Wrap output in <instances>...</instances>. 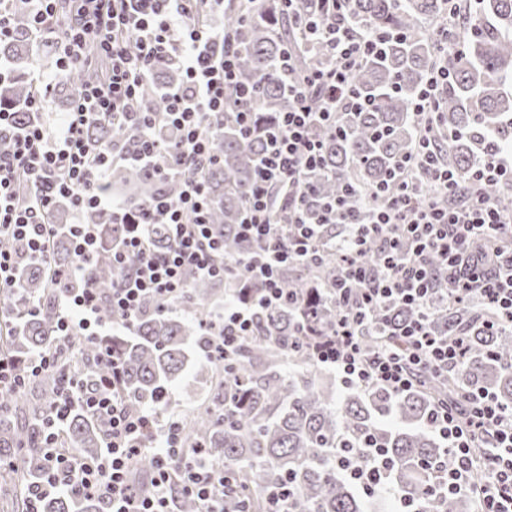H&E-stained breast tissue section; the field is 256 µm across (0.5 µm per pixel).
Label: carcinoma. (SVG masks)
Wrapping results in <instances>:
<instances>
[{
    "label": "carcinoma",
    "instance_id": "obj_1",
    "mask_svg": "<svg viewBox=\"0 0 512 512\" xmlns=\"http://www.w3.org/2000/svg\"><path fill=\"white\" fill-rule=\"evenodd\" d=\"M451 0H347L346 14L354 27L366 34L385 36L383 50L357 67L351 75L354 91L370 108L342 112L336 125H317L313 132L323 145L321 167L306 174L307 215H320L322 200L344 195L353 186L366 193L361 205L384 208L390 196L378 186L390 181L403 162L414 154L421 124L412 109L439 59L447 58L448 84L438 100L434 123L443 133L462 136L436 140L441 160L459 177L466 178L475 161L500 146L512 147V0H478L476 26L468 25L445 37L424 22L451 11ZM285 0H244L224 3V35L232 44L242 81L254 85V98L244 108L258 123L245 133L231 107L208 127L217 163L199 172L208 186L210 222L224 238V251L215 263L234 260L252 250L236 232L242 222L245 200L255 176L256 160L268 147L279 113L293 100L279 65L291 40ZM30 17L17 6L13 34L0 42V64L10 78L0 84V105L13 108L26 121V100L33 84L23 71L30 46ZM302 69H324L331 54L323 42H309L297 52ZM96 73L76 65L57 82L55 91L70 101L94 80ZM158 84L177 85L182 71L175 65L159 67ZM94 146L122 140V131L106 120L87 128ZM108 186L130 189L128 203L143 206L164 193L175 200L176 178L160 181L148 172L121 163L112 165ZM68 208H54L58 225L51 255L53 269L65 271L73 262L70 240L63 232ZM99 230L98 248L89 278L49 277L46 268L31 261L21 242L4 233L0 249L12 252L20 268L24 297L0 293L4 302L5 337L0 355L27 370L36 355L52 350L56 367L28 377L19 388H0V460L15 466L0 472V488L11 503L20 505L29 486L44 471L40 426L62 393L67 375H88L98 383L112 378V366L100 361L107 352L123 368V391L134 412L162 415L159 401L186 371L190 356L213 347L219 327H205L212 308L225 298L247 301L264 285L240 269L227 278L202 279L185 272L187 294L172 306L147 304L128 326L112 313L110 296L120 272L112 267V246L124 228L112 215L88 214ZM339 224L321 227L319 257L302 265L284 267L281 287L296 303L273 310L255 311V335L241 343L233 362L207 359L199 374L210 384L212 397L184 420L180 428L183 455L177 464L188 466L198 458L223 465L234 478L224 497V512H274L275 489L288 488V512H365L362 489L343 478L336 466L341 448L361 455L369 443L384 452L392 465L390 481L406 502L424 512H472L463 495H438L432 486L448 471L453 457L434 434L429 412L438 404L455 406L461 396L492 390L498 401L512 404V330L496 322V315L473 297L461 304L451 301L436 257L428 265L437 275L436 287L423 308L383 303L372 315L381 333L361 337L365 352H376L400 341V327L425 313L439 337L461 336L467 345L464 363L448 377L426 370L418 374L411 390L395 395L383 388L352 391L343 396L320 383L319 364L311 349L313 337L336 323V275L340 272L336 237ZM92 286L99 295V316L112 325L105 336H60L58 292H78ZM104 444V432L79 408L63 427L58 446L93 459ZM41 512H102L103 502L89 497L51 494L39 503ZM176 512H200L194 497L175 493Z\"/></svg>",
    "mask_w": 512,
    "mask_h": 512
}]
</instances>
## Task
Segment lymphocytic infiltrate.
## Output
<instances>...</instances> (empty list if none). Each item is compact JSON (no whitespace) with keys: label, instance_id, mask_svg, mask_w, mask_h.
<instances>
[{"label":"lymphocytic infiltrate","instance_id":"obj_1","mask_svg":"<svg viewBox=\"0 0 512 512\" xmlns=\"http://www.w3.org/2000/svg\"><path fill=\"white\" fill-rule=\"evenodd\" d=\"M34 31L50 36L55 45L56 72L35 71L36 95L27 103L28 121L0 110V131L12 132L8 152H0V232L26 243L40 262L50 259L56 227L49 214L60 200L71 205L67 226L74 263L71 276L86 277L97 249L95 225L86 220L92 210H107L125 233L112 251V265L123 275L112 289L113 312L133 322L146 303L170 305L185 293L183 273L194 270L210 278L219 272L242 269L263 279L260 303L280 305L286 298L279 271L291 264L311 261L322 241L320 224H340L345 234L339 245L340 277L336 299L341 311L336 324L315 346L317 362L333 370L343 387H382L398 393L409 390L416 370L437 374L460 366L465 358L462 337L442 340L431 336L425 319L408 323L401 344L368 355L360 338L370 325L366 311L377 303L424 307L435 278L426 263L435 255L448 273L455 300L479 293L498 317L512 325V254L500 250L473 255L476 240L495 241L512 212L480 195H461L456 174L440 167L431 149L418 151L403 165L386 191L389 206L367 211L363 220L350 217L349 199L324 202L319 222L307 221L303 200L306 171L319 167L321 146L313 135L316 123L332 124L336 116L357 105L349 92L355 66L377 54L382 37H367L350 27L344 0H326L324 12L309 15L303 0H287L297 44L325 42L334 59L327 71H309L289 88L292 108L281 113L277 133L261 157L250 189L241 236L254 249L246 257L216 267L214 258L224 243L207 220L208 195L196 170L215 161L205 133L212 114L223 111L225 97L247 99L254 90L243 85L235 56L224 29L215 16L224 0H71L60 13L61 0H26ZM176 63L182 84L162 87V111L146 99L155 68ZM80 64L98 73L76 94L62 124L47 129L40 120L58 75ZM109 120L130 138L121 144L92 150L85 135L91 122ZM174 128L176 144L165 142L162 131ZM123 163L147 170L157 179H179L178 201L159 196L147 205L131 207L103 193L87 173L98 167L107 174L112 164ZM448 196V206L435 198ZM286 202L288 218L279 221L276 201ZM165 225L168 245L152 246L154 225ZM377 240L376 267L363 259L367 239ZM60 331L85 336L108 333L98 315L94 288L61 295L57 301ZM215 323L222 327L219 348L225 358L237 353L245 337L254 333V313L249 304L225 303ZM120 369L110 381L90 387L84 380L70 381L45 426V478L34 486L28 512L50 493L75 492L104 501L105 512H175L174 492L195 497L203 512H224V486L228 479L220 465L202 460L177 469L180 453L178 417L153 419L134 413L122 396ZM106 426V438L97 458L77 461L57 452L55 441L73 406ZM436 435L448 444L455 467L444 476L449 493L477 494L480 512H512V408L489 393L472 395L467 415L449 406L433 409L430 417ZM153 456L151 491L135 490L129 465L143 453ZM389 463L347 462L342 474L368 494L395 495L389 480Z\"/></svg>","mask_w":512,"mask_h":512}]
</instances>
